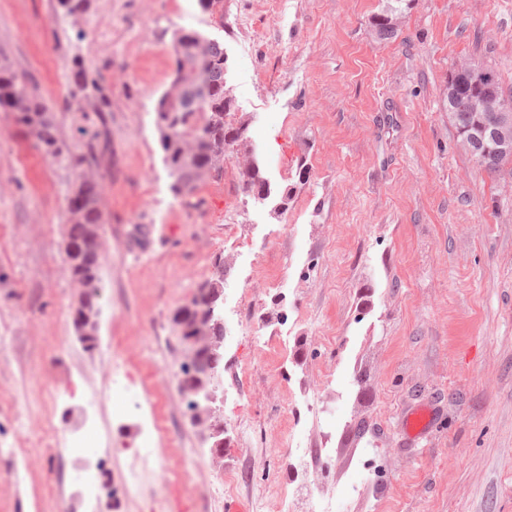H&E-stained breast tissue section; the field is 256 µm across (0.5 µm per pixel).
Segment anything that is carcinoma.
<instances>
[{
	"label": "carcinoma",
	"instance_id": "1",
	"mask_svg": "<svg viewBox=\"0 0 512 512\" xmlns=\"http://www.w3.org/2000/svg\"><path fill=\"white\" fill-rule=\"evenodd\" d=\"M201 10L219 23H224V0H198ZM400 15L393 6L375 14L370 26L380 40H389L398 33ZM76 90L71 96L94 98L95 129L79 128L80 140L69 143L60 138L54 117L42 101L36 83L27 74L16 70L9 55L0 50V108L12 114L14 123L29 133L51 159L65 164L76 176V186L69 201L70 220L67 225L66 251L70 255L72 275L80 276L87 285L85 293L100 297L98 252L100 239L91 231L104 223L100 209L105 162L112 153L107 105L100 77L76 63ZM484 63L467 60L451 70L448 86L453 98L446 111L451 113L455 128L469 126L475 112V76ZM227 57L224 45L195 30H187L183 40L174 44V69L170 88L159 96L155 107V126L162 159L171 178L170 192L176 198L192 197L199 183L211 173L220 174L224 164V103L233 101L226 86ZM250 185L238 173L242 193L264 185L266 176L257 160L246 164ZM211 279L197 287L192 302L224 288V267L214 263Z\"/></svg>",
	"mask_w": 512,
	"mask_h": 512
}]
</instances>
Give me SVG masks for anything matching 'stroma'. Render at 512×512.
<instances>
[{
    "label": "stroma",
    "instance_id": "35a3bbf8",
    "mask_svg": "<svg viewBox=\"0 0 512 512\" xmlns=\"http://www.w3.org/2000/svg\"><path fill=\"white\" fill-rule=\"evenodd\" d=\"M386 4L224 0L219 24L197 0H87L71 16L57 0H0V49L33 76L60 137L77 140L97 107L70 99L78 60L104 77L112 140L100 343L89 349L62 249L75 179L0 112V512L84 508L68 480L79 451L58 445L70 424L47 397L66 371L106 391L85 437L114 484L134 448L149 440L157 453L137 496L103 512H225L232 501L277 512L293 436L335 460L300 488L298 512L311 495L342 497L370 456L382 477L345 512H512V182L462 152L443 108L461 60L494 67L512 93V0H401L399 34L381 40L369 21ZM182 28L223 43L232 119L249 137L191 206L169 191L154 113ZM253 156L273 187L294 189L281 215L238 189ZM218 255L234 337L218 376L231 437L220 467L179 393L171 321ZM120 366L146 388H126ZM308 396L322 414L300 426L291 410ZM427 401L443 414L427 441L406 445L401 417ZM240 471L244 483L215 493Z\"/></svg>",
    "mask_w": 512,
    "mask_h": 512
}]
</instances>
